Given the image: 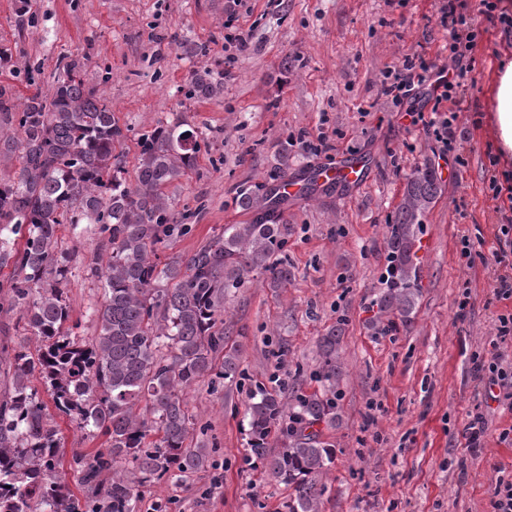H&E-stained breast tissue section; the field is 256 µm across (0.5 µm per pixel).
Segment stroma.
I'll return each mask as SVG.
<instances>
[{"mask_svg":"<svg viewBox=\"0 0 512 512\" xmlns=\"http://www.w3.org/2000/svg\"><path fill=\"white\" fill-rule=\"evenodd\" d=\"M463 2L479 31L456 121L463 147L438 168L442 188L417 233L421 297L412 321L379 333L369 307L386 263V226L409 175L434 160L437 147L432 130L409 126L385 100L382 82L413 54L447 61L440 0H242L238 24L250 29L251 43L234 52L224 91L210 100L188 98L186 84L193 70L224 57L226 0H0V46L13 53L0 88L26 97L62 78L63 60L80 59L87 83L130 129L127 174L135 172L139 134L158 122L184 119L207 133L196 171L168 190L189 212L192 230L166 256H190L225 225L249 221L238 191L272 183L279 141L291 142L290 174L299 179L343 159L363 161L360 184L286 202L294 282L276 291L257 278L226 315L251 380L308 389L319 336L345 323L340 420L327 432L336 459L321 512H493L492 481L497 471H512V446L497 440L512 412L486 404L471 371L472 356L489 349L496 316L512 311V300L491 292L490 256L512 201L493 198L488 178L512 172V159L497 154L486 94L512 47L476 0ZM186 42L208 44V55L185 53ZM321 132L332 148L316 155L308 144ZM59 235L74 254L73 317L89 338L94 323L86 311L103 297L83 257L96 241L74 238L66 224ZM464 235L483 243L469 265L460 258ZM465 284L471 299L462 317ZM186 400L189 441L204 449L205 462L182 480L138 486V512H288L287 485L270 481L247 446L245 390L207 378ZM478 413L488 430L472 456L456 443ZM54 420L64 436L67 485L85 495L69 467L72 453L102 440L82 435L65 416Z\"/></svg>","mask_w":512,"mask_h":512,"instance_id":"1","label":"stroma"}]
</instances>
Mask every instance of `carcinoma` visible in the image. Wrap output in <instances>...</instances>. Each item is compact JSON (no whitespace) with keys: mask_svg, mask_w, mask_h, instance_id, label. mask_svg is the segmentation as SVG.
<instances>
[{"mask_svg":"<svg viewBox=\"0 0 512 512\" xmlns=\"http://www.w3.org/2000/svg\"><path fill=\"white\" fill-rule=\"evenodd\" d=\"M66 77L16 102L0 90V270L8 268V301L23 312L39 342L13 350L12 388L0 401V512H135L136 487L179 479L203 463L204 449L187 444L191 425L186 392L213 372L244 376L237 346L224 332L226 300L253 276L271 288L295 279L284 256L292 227L274 189L247 186L237 201L252 219L224 231L187 258L160 252L191 231L167 189L193 171L203 131L162 122L137 139L135 178L125 177L129 129L90 86L80 61ZM224 92V70L192 72L186 96ZM440 187L427 163L406 185L388 225L384 287L373 299V327L408 322L420 288L412 247L421 216ZM94 225L97 247L87 275L102 282L104 300L91 309L96 334L74 332L67 297L70 253L58 231ZM344 323L318 340L317 388L293 391L258 385L245 411L251 454L290 490L288 512H320L323 478L336 451L324 430L339 421L342 381L338 345ZM41 379L56 410L81 433L105 437V447L76 451L72 466L91 495L64 483V440L48 417L33 380Z\"/></svg>","mask_w":512,"mask_h":512,"instance_id":"1","label":"carcinoma"}]
</instances>
